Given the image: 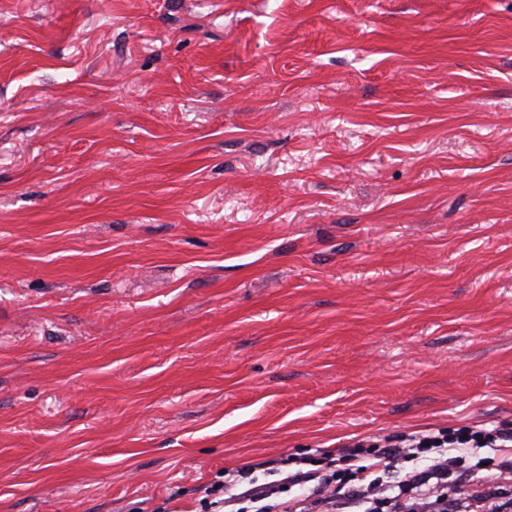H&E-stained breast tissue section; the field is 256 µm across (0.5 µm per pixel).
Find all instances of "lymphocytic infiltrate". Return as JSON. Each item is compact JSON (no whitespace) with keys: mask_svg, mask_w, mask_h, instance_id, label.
Wrapping results in <instances>:
<instances>
[{"mask_svg":"<svg viewBox=\"0 0 512 512\" xmlns=\"http://www.w3.org/2000/svg\"><path fill=\"white\" fill-rule=\"evenodd\" d=\"M253 466L205 490L207 512H512V426L463 425L303 452L259 482Z\"/></svg>","mask_w":512,"mask_h":512,"instance_id":"lymphocytic-infiltrate-1","label":"lymphocytic infiltrate"}]
</instances>
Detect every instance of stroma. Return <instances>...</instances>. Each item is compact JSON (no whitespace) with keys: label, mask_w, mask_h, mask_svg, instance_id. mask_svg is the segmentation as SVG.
Returning a JSON list of instances; mask_svg holds the SVG:
<instances>
[{"label":"stroma","mask_w":512,"mask_h":512,"mask_svg":"<svg viewBox=\"0 0 512 512\" xmlns=\"http://www.w3.org/2000/svg\"><path fill=\"white\" fill-rule=\"evenodd\" d=\"M512 424V0H0V512Z\"/></svg>","instance_id":"obj_1"}]
</instances>
